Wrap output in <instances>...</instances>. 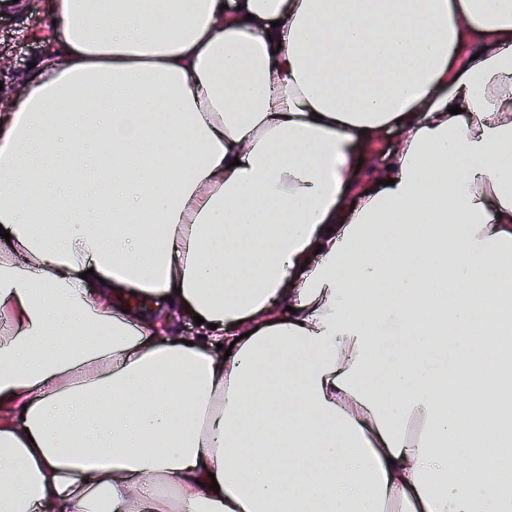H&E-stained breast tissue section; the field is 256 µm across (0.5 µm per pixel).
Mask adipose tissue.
Masks as SVG:
<instances>
[{
  "mask_svg": "<svg viewBox=\"0 0 512 512\" xmlns=\"http://www.w3.org/2000/svg\"><path fill=\"white\" fill-rule=\"evenodd\" d=\"M53 18L0 113V512H512V0Z\"/></svg>",
  "mask_w": 512,
  "mask_h": 512,
  "instance_id": "obj_1",
  "label": "adipose tissue"
}]
</instances>
